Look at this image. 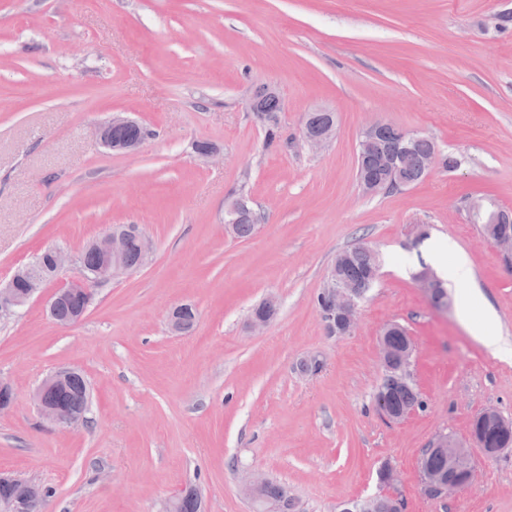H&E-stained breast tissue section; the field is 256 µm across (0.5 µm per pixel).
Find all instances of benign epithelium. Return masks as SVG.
Instances as JSON below:
<instances>
[{"instance_id": "1", "label": "benign epithelium", "mask_w": 512, "mask_h": 512, "mask_svg": "<svg viewBox=\"0 0 512 512\" xmlns=\"http://www.w3.org/2000/svg\"><path fill=\"white\" fill-rule=\"evenodd\" d=\"M135 125L137 122L132 118L121 113H114L98 128L97 135L101 143L112 151L134 153L140 147L141 141L114 142L112 141V129ZM335 135L336 119L333 118L319 135L311 136L307 131H302V141L308 147L319 150ZM387 136L395 139L398 151L384 153L378 160L379 166L388 173L387 180L383 181L375 177L373 173L367 170L363 171L359 185L367 195H378L398 188V185L395 184V174L401 154L408 151L412 142L421 137V134L404 130L388 122L375 121L363 131L358 144L357 156H364L369 152L373 143ZM130 234L140 238L141 260L139 267H144L152 256L153 243L137 224H127L115 228L92 241L90 247L99 253L102 261L92 274H85L81 280L76 282L65 283L60 280V274L66 270L72 259L62 249L49 247L41 253L34 264L18 269L6 284H0V317L14 313L51 282L56 283L49 301V313L52 318H57V303L76 291L84 294L86 304H91L96 286L129 271L123 262V254L127 236ZM491 246L506 262V265L512 264L511 230L501 229L495 239L491 241ZM322 294L327 300L326 311L322 314L327 333L331 336L350 334L356 328L359 320L357 303L359 295L341 279L334 265L330 267L328 285L323 289ZM412 354L413 344L408 335L404 336V345L398 351L386 340H381V383L412 384L410 370ZM76 374V370L69 368L54 371L42 380L33 393L34 405L42 420L47 424L65 429L77 427L84 422V414L64 413L46 399V393L50 389ZM429 448L435 453L448 456V472L446 473H435L423 466L419 467L423 492L432 500L445 499L452 494L464 491V486L460 483L458 475L475 476V454L494 456L501 452L499 448L490 447L472 428L469 429L468 438L463 441L452 435L440 434L431 440ZM269 482L270 479L267 476L257 473L243 487V495L250 501L253 512H278L277 504L260 497V492ZM45 498V489L41 485L29 481L25 485L22 497L0 500V512H44Z\"/></svg>"}]
</instances>
